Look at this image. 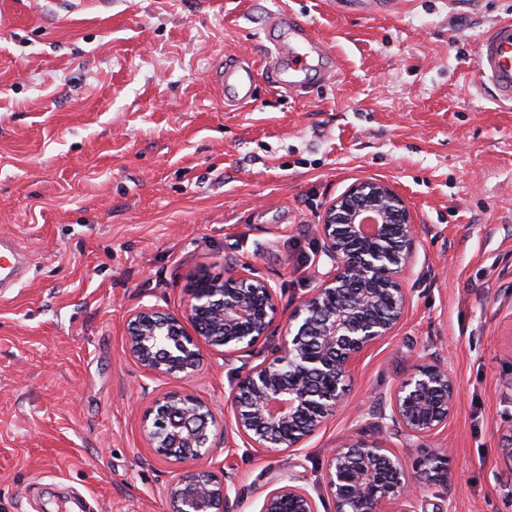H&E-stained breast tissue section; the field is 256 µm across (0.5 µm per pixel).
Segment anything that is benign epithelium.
<instances>
[{"mask_svg": "<svg viewBox=\"0 0 512 512\" xmlns=\"http://www.w3.org/2000/svg\"><path fill=\"white\" fill-rule=\"evenodd\" d=\"M324 271L296 305L271 357L241 375L227 397L224 429L248 448H299L345 405L347 379L361 357L394 335L410 305L403 286L418 225L389 183L364 180L326 207L315 225ZM277 291L248 265H228L224 278H198L183 311L144 307L129 314L126 352L156 376L197 374L205 353L230 360L277 327ZM459 387L448 364L417 358L389 394L394 430L416 442L418 465L432 483L451 479L448 448L423 441L448 426ZM212 406L168 392L153 399L142 429L157 455L188 468L166 488L169 512H226L234 483L204 468L214 447ZM325 485L334 512H418L417 486L383 439H352L332 450ZM261 512H317L305 489L284 484L267 493Z\"/></svg>", "mask_w": 512, "mask_h": 512, "instance_id": "1", "label": "benign epithelium"}]
</instances>
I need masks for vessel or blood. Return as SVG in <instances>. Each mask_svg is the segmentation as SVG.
Returning a JSON list of instances; mask_svg holds the SVG:
<instances>
[{
	"instance_id": "1",
	"label": "vessel or blood",
	"mask_w": 512,
	"mask_h": 512,
	"mask_svg": "<svg viewBox=\"0 0 512 512\" xmlns=\"http://www.w3.org/2000/svg\"><path fill=\"white\" fill-rule=\"evenodd\" d=\"M270 27L281 31L282 41L268 55L267 73L275 83L294 91H302L296 65L298 49L325 53V46L314 38L309 27L299 23L286 12H272ZM477 70L484 86L490 87L496 99L512 104V21H502L487 30L478 42ZM215 73L220 86L233 90L237 103L249 102L252 97V67L217 64ZM28 257L19 243L10 237H0V292L18 283L25 271Z\"/></svg>"
}]
</instances>
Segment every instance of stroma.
<instances>
[{
  "label": "stroma",
  "mask_w": 512,
  "mask_h": 512,
  "mask_svg": "<svg viewBox=\"0 0 512 512\" xmlns=\"http://www.w3.org/2000/svg\"><path fill=\"white\" fill-rule=\"evenodd\" d=\"M307 22L331 81L296 96L272 82L273 11ZM512 0H402L363 15L332 0H0V234L29 268L0 294V512H168L182 467L142 431L154 396L223 409L271 341L198 375L146 374L125 352L128 315L179 312L198 275L246 264L278 290L279 325L316 285L312 227L353 183L381 179L419 226L396 333L356 364L346 407L303 447L258 452L216 427L228 512H260L284 484L334 512L329 449L387 437L375 410L416 357L435 353L460 400L431 447L450 485L421 483L419 512H512V105L481 86L479 38ZM246 57L252 100L212 70Z\"/></svg>",
  "instance_id": "obj_1"
}]
</instances>
